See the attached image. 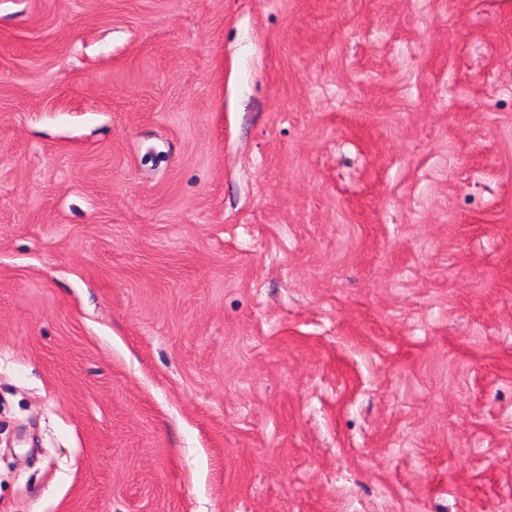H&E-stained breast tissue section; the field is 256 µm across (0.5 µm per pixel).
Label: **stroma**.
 <instances>
[{"mask_svg":"<svg viewBox=\"0 0 512 512\" xmlns=\"http://www.w3.org/2000/svg\"><path fill=\"white\" fill-rule=\"evenodd\" d=\"M0 512H512V0H0Z\"/></svg>","mask_w":512,"mask_h":512,"instance_id":"35a3bbf8","label":"stroma"}]
</instances>
